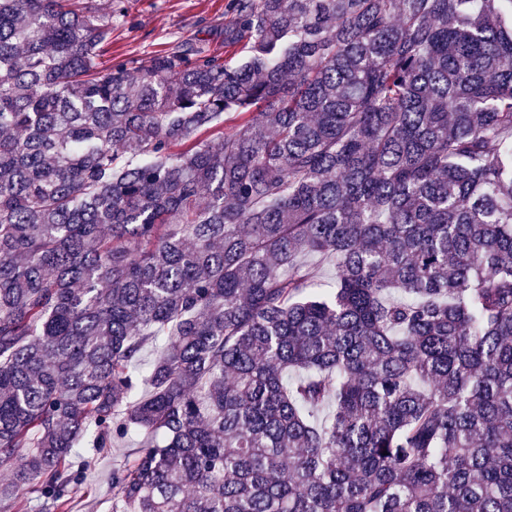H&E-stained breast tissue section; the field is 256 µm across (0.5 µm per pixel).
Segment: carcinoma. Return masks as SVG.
<instances>
[{
	"mask_svg": "<svg viewBox=\"0 0 512 512\" xmlns=\"http://www.w3.org/2000/svg\"><path fill=\"white\" fill-rule=\"evenodd\" d=\"M119 4L0 0V505L512 512V0ZM112 17V50L105 67L128 58L146 59L181 39L224 55V20L231 0H123ZM142 440L143 436L130 434L108 448L95 469L87 474L84 486L91 489V493L75 496L71 512H112V465L130 457Z\"/></svg>",
	"mask_w": 512,
	"mask_h": 512,
	"instance_id": "1",
	"label": "carcinoma"
}]
</instances>
